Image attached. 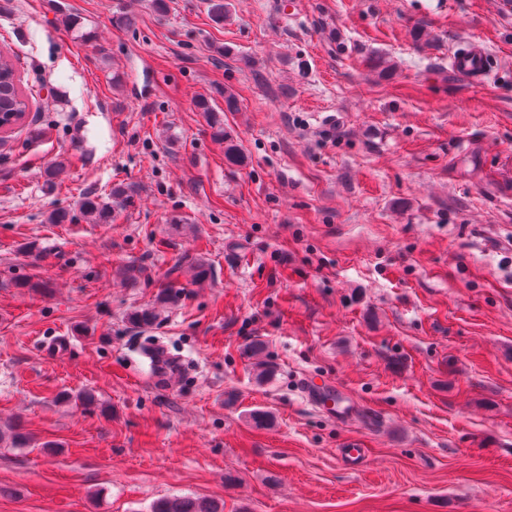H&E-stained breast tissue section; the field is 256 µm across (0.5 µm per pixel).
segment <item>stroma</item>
<instances>
[{"mask_svg":"<svg viewBox=\"0 0 512 512\" xmlns=\"http://www.w3.org/2000/svg\"><path fill=\"white\" fill-rule=\"evenodd\" d=\"M166 2L0 0L40 126L0 142V428L28 437L0 443V512H512V0H228L219 24ZM471 39L492 80L450 70ZM116 183L135 197L110 223H50ZM168 354H164L159 347H154L148 357L153 368V383L159 388H167L175 380L176 370L163 365L169 360ZM152 512H220L214 501L201 497H176L158 501Z\"/></svg>","mask_w":512,"mask_h":512,"instance_id":"obj_1","label":"stroma"}]
</instances>
